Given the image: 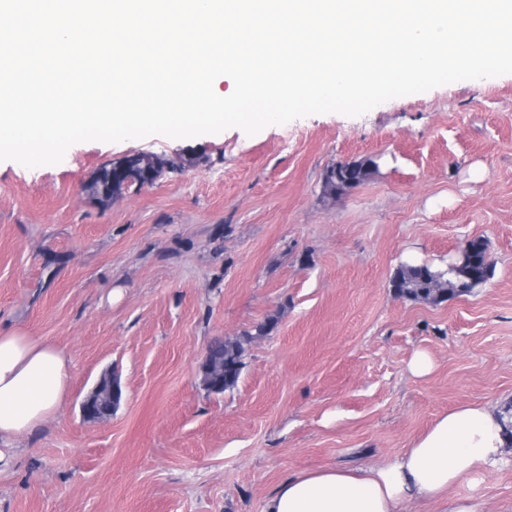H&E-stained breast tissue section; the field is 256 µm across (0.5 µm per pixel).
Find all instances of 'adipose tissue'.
Masks as SVG:
<instances>
[{
    "mask_svg": "<svg viewBox=\"0 0 512 512\" xmlns=\"http://www.w3.org/2000/svg\"><path fill=\"white\" fill-rule=\"evenodd\" d=\"M70 360L56 345L16 329L0 331V469L12 445L52 418L70 380ZM512 416L478 403L457 405L402 453L367 469L327 467L288 476L263 512H403L414 499L448 500V512H481L473 499H449L462 480L504 466Z\"/></svg>",
    "mask_w": 512,
    "mask_h": 512,
    "instance_id": "1",
    "label": "adipose tissue"
}]
</instances>
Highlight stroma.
Here are the masks:
<instances>
[{
    "label": "stroma",
    "mask_w": 512,
    "mask_h": 512,
    "mask_svg": "<svg viewBox=\"0 0 512 512\" xmlns=\"http://www.w3.org/2000/svg\"><path fill=\"white\" fill-rule=\"evenodd\" d=\"M182 157V171L103 205L111 160ZM375 172L327 193L332 165ZM485 239L492 277L433 305L394 294L396 268L445 264ZM248 345L237 386L201 385L214 338ZM0 328L62 348L56 415L14 443L0 512H263L288 474L369 468L462 403L512 407V74L230 128L73 145L56 165L0 162ZM435 363L412 376L415 351ZM123 398L81 404L103 374ZM507 464L455 498L512 512Z\"/></svg>",
    "instance_id": "obj_1"
}]
</instances>
